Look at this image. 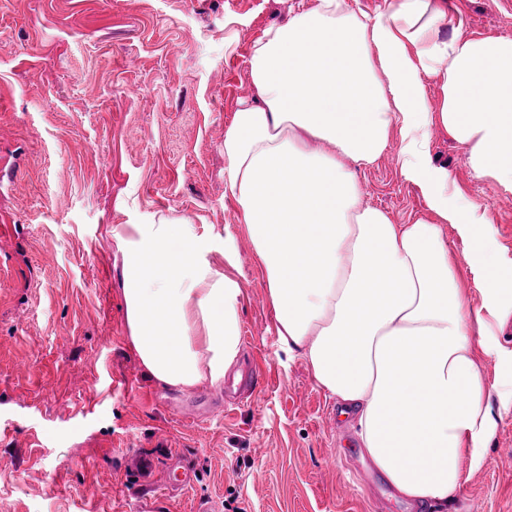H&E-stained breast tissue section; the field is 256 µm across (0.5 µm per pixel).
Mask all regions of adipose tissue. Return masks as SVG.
I'll return each mask as SVG.
<instances>
[{
  "label": "adipose tissue",
  "instance_id": "1",
  "mask_svg": "<svg viewBox=\"0 0 512 512\" xmlns=\"http://www.w3.org/2000/svg\"><path fill=\"white\" fill-rule=\"evenodd\" d=\"M445 0L371 17L312 0L251 50V97L224 132V194L262 267L280 347L353 422L376 469L426 512L454 507L512 409V267L482 204L461 202L429 153L432 127L512 193V38L440 39ZM440 95L430 101L427 79ZM398 131L402 177L430 218L363 200L357 168ZM463 244L448 247L446 230ZM128 340L157 382L222 384L242 348L240 280L185 217L113 228ZM481 303L471 307L470 291ZM495 360L496 381L484 366Z\"/></svg>",
  "mask_w": 512,
  "mask_h": 512
}]
</instances>
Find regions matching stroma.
I'll return each instance as SVG.
<instances>
[{
	"instance_id": "stroma-1",
	"label": "stroma",
	"mask_w": 512,
	"mask_h": 512,
	"mask_svg": "<svg viewBox=\"0 0 512 512\" xmlns=\"http://www.w3.org/2000/svg\"><path fill=\"white\" fill-rule=\"evenodd\" d=\"M300 2L0 0V512H196L201 499L216 512H414L352 428L326 424L335 399L280 348L224 197V131L251 92L252 46ZM447 2L441 38H512V0ZM398 144L391 134L357 180L365 202L411 224L429 212ZM430 149L512 258V193L440 128ZM153 214L217 235L244 284L223 386L158 384L126 340L112 229ZM254 365L262 384L240 395ZM459 508L512 512V410Z\"/></svg>"
}]
</instances>
